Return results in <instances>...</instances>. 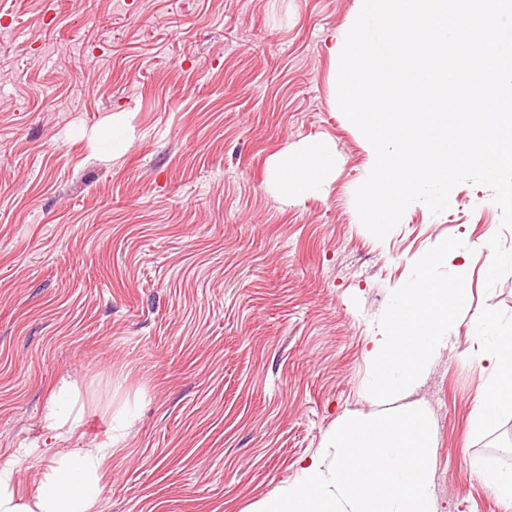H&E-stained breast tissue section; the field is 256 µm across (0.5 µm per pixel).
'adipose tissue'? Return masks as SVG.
Returning <instances> with one entry per match:
<instances>
[{
	"instance_id": "obj_1",
	"label": "adipose tissue",
	"mask_w": 512,
	"mask_h": 512,
	"mask_svg": "<svg viewBox=\"0 0 512 512\" xmlns=\"http://www.w3.org/2000/svg\"><path fill=\"white\" fill-rule=\"evenodd\" d=\"M336 167V149L323 142L298 147L276 158L270 176L283 197H301L320 189L328 171ZM397 302L370 338L369 354L381 366L399 369L396 378L380 375L378 386L388 392L412 388L423 371L448 345V333L458 309L467 298L465 279L439 284L420 277L394 289ZM480 359L490 369L489 380L476 407L480 422L512 412V335L499 336L483 346ZM73 412L50 405L43 426L64 451L54 453L30 496L15 488V461L0 463V512H100L102 476L112 457V445H88L72 435Z\"/></svg>"
}]
</instances>
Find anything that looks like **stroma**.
<instances>
[{
    "instance_id": "stroma-1",
    "label": "stroma",
    "mask_w": 512,
    "mask_h": 512,
    "mask_svg": "<svg viewBox=\"0 0 512 512\" xmlns=\"http://www.w3.org/2000/svg\"><path fill=\"white\" fill-rule=\"evenodd\" d=\"M361 7L0 0V462L30 449L19 493L50 463L66 379L74 435L114 443L101 512H254L345 415L408 404L433 423L435 512H512L479 477L512 472V414L475 418L479 338L512 327V228L470 183L384 239L362 225L371 161L330 53ZM318 141L336 146L324 189L276 195L271 162ZM443 245L459 260L421 270ZM422 273L466 276L468 303L385 405L368 338Z\"/></svg>"
}]
</instances>
